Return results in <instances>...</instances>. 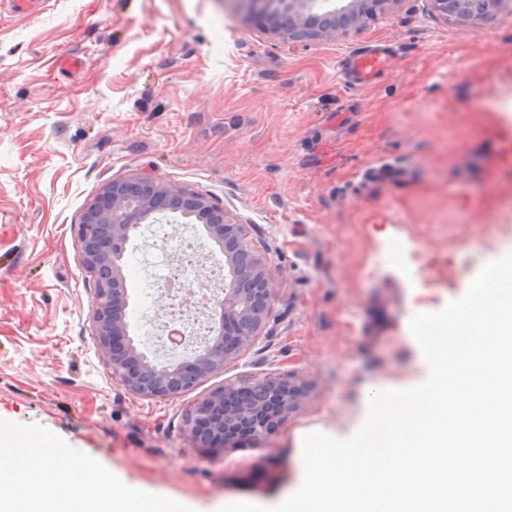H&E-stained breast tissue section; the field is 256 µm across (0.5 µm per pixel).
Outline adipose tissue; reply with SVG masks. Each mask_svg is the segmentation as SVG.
<instances>
[{
  "label": "adipose tissue",
  "instance_id": "ef3b65f1",
  "mask_svg": "<svg viewBox=\"0 0 512 512\" xmlns=\"http://www.w3.org/2000/svg\"><path fill=\"white\" fill-rule=\"evenodd\" d=\"M0 512H188L100 473L95 489L77 478L65 452L39 436L0 430Z\"/></svg>",
  "mask_w": 512,
  "mask_h": 512
}]
</instances>
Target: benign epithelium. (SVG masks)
Here are the masks:
<instances>
[{"label":"benign epithelium","instance_id":"benign-epithelium-1","mask_svg":"<svg viewBox=\"0 0 512 512\" xmlns=\"http://www.w3.org/2000/svg\"><path fill=\"white\" fill-rule=\"evenodd\" d=\"M237 15L299 46L377 17L388 0H228ZM444 19L466 27L495 19L505 0H428ZM177 213L203 225L224 252V292L212 314L218 323L190 360L158 365L128 333L127 289L121 260L137 225L155 214ZM81 263L95 276L92 322L98 354L112 375L134 395L171 399L188 392L255 344L275 297L269 264L252 246L246 225L208 196L187 187L134 175L104 184L84 208L78 224ZM305 383L294 377H263L243 385L218 386L182 418V432L203 456L248 442L268 440L294 412Z\"/></svg>","mask_w":512,"mask_h":512}]
</instances>
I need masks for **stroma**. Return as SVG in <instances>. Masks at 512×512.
<instances>
[{
  "instance_id": "35a3bbf8",
  "label": "stroma",
  "mask_w": 512,
  "mask_h": 512,
  "mask_svg": "<svg viewBox=\"0 0 512 512\" xmlns=\"http://www.w3.org/2000/svg\"><path fill=\"white\" fill-rule=\"evenodd\" d=\"M394 47L359 88L338 62ZM63 56L83 59L58 71ZM512 0L461 27L426 0H389L361 29L287 47L227 0H45L0 17V427L192 512L276 505L302 479L311 431L352 436L369 383L406 389L429 368L418 313L464 296L512 252ZM148 174L212 197L246 224L277 283L256 343L180 397L129 392L98 355L94 281L77 225L114 179ZM148 225L122 259L139 349L165 310L147 295ZM297 377L299 406L263 445L200 458L182 417L210 389Z\"/></svg>"
}]
</instances>
